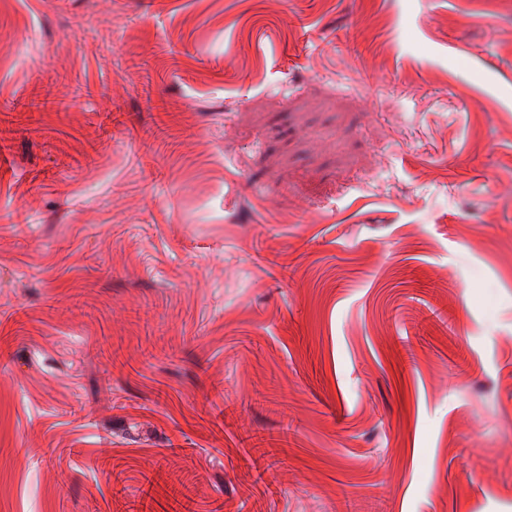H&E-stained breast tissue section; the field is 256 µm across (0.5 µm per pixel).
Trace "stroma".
Here are the masks:
<instances>
[{
    "label": "stroma",
    "mask_w": 512,
    "mask_h": 512,
    "mask_svg": "<svg viewBox=\"0 0 512 512\" xmlns=\"http://www.w3.org/2000/svg\"><path fill=\"white\" fill-rule=\"evenodd\" d=\"M512 512V0H0V512Z\"/></svg>",
    "instance_id": "35a3bbf8"
}]
</instances>
